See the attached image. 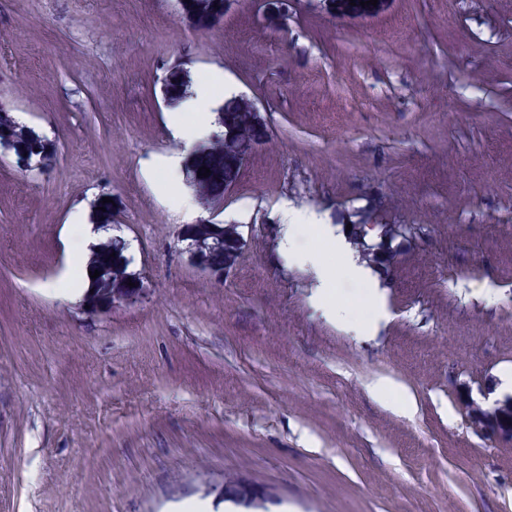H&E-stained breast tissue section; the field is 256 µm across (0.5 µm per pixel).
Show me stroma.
Masks as SVG:
<instances>
[{
	"instance_id": "1",
	"label": "stroma",
	"mask_w": 512,
	"mask_h": 512,
	"mask_svg": "<svg viewBox=\"0 0 512 512\" xmlns=\"http://www.w3.org/2000/svg\"><path fill=\"white\" fill-rule=\"evenodd\" d=\"M175 68L267 124L200 205L241 241L226 276L152 166ZM1 109L50 159L0 149V512H512V443L460 409L512 393V0H227L208 29L176 0H0ZM104 193L136 286L89 315L71 217ZM287 208L403 226L376 336L281 249ZM371 391L382 399H395L399 404V410L405 415H413L416 405L413 397L403 389H399L387 378H379L372 382Z\"/></svg>"
}]
</instances>
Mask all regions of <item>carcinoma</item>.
Listing matches in <instances>:
<instances>
[{"label":"carcinoma","mask_w":512,"mask_h":512,"mask_svg":"<svg viewBox=\"0 0 512 512\" xmlns=\"http://www.w3.org/2000/svg\"><path fill=\"white\" fill-rule=\"evenodd\" d=\"M182 11L192 16L196 23L207 28L224 16V0H183ZM188 82L173 71L166 79L168 99L178 100L186 92ZM224 125V142L211 145L193 156L191 178L197 192L207 201L224 197V174L235 158H244L252 148L263 140V132L254 115L246 109L225 111L219 117ZM0 147L14 153L18 162L32 170L42 163L46 149L45 139L30 128L16 122L8 113L0 112ZM210 168L209 176L198 175L199 168ZM196 235L208 251V259L222 266L236 250L235 240L220 224H198ZM125 245L119 240L109 239L98 247L93 259L94 268L100 276L94 279L95 286L128 287V259L123 255ZM392 240L382 239L370 247L375 262L386 264L393 257Z\"/></svg>","instance_id":"cac0c4a2"}]
</instances>
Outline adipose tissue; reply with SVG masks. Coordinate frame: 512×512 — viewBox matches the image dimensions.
I'll return each mask as SVG.
<instances>
[{
    "instance_id": "1",
    "label": "adipose tissue",
    "mask_w": 512,
    "mask_h": 512,
    "mask_svg": "<svg viewBox=\"0 0 512 512\" xmlns=\"http://www.w3.org/2000/svg\"><path fill=\"white\" fill-rule=\"evenodd\" d=\"M223 84V77L217 74L209 81L198 83L189 90L169 118L167 128L174 140L188 148L207 141L217 120L214 91ZM311 234L316 235L321 245L342 253L348 250L346 236L337 233L331 225L319 223L315 214L285 212L282 247L294 259L315 266L317 292L326 302L331 315L340 323L350 324L357 336L375 335L380 322L387 315L385 296L379 281L369 268L359 264L355 259H348V275L358 285L362 297L373 312L370 320L351 322L349 310L336 291V279L332 270L320 265L316 249L302 246L300 243L301 237Z\"/></svg>"
}]
</instances>
